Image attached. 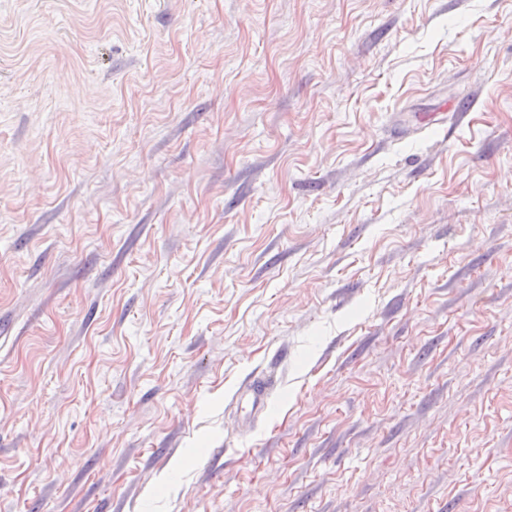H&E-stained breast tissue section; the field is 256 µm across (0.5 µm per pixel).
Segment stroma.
I'll use <instances>...</instances> for the list:
<instances>
[{
  "label": "stroma",
  "mask_w": 512,
  "mask_h": 512,
  "mask_svg": "<svg viewBox=\"0 0 512 512\" xmlns=\"http://www.w3.org/2000/svg\"><path fill=\"white\" fill-rule=\"evenodd\" d=\"M0 512H512V0H0ZM270 385L266 380H252L243 395L250 414L263 415L269 410Z\"/></svg>",
  "instance_id": "35a3bbf8"
}]
</instances>
